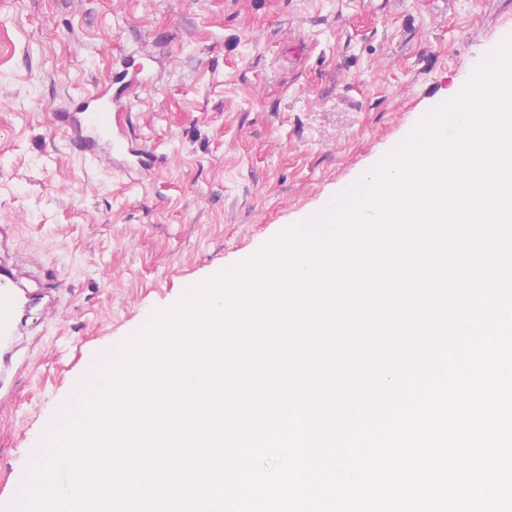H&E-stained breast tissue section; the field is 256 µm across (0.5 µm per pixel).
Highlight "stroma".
Wrapping results in <instances>:
<instances>
[{"instance_id": "stroma-1", "label": "stroma", "mask_w": 512, "mask_h": 512, "mask_svg": "<svg viewBox=\"0 0 512 512\" xmlns=\"http://www.w3.org/2000/svg\"><path fill=\"white\" fill-rule=\"evenodd\" d=\"M512 0H0V224L62 279L0 407V510L96 358L377 163L512 36ZM131 76L158 161L91 162L54 123Z\"/></svg>"}]
</instances>
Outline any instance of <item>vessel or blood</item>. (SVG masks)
Masks as SVG:
<instances>
[{
  "instance_id": "b4317fda",
  "label": "vessel or blood",
  "mask_w": 512,
  "mask_h": 512,
  "mask_svg": "<svg viewBox=\"0 0 512 512\" xmlns=\"http://www.w3.org/2000/svg\"><path fill=\"white\" fill-rule=\"evenodd\" d=\"M131 105L126 89L107 82L93 98L73 99L70 111L57 120L67 128L71 146L89 159L108 165L121 162L126 173L147 172L156 164L155 153L119 120L120 112ZM14 239V225L0 224V404L11 399L17 379L12 356L18 336L32 312L47 322L56 317L64 288L46 275L37 258H20Z\"/></svg>"
}]
</instances>
